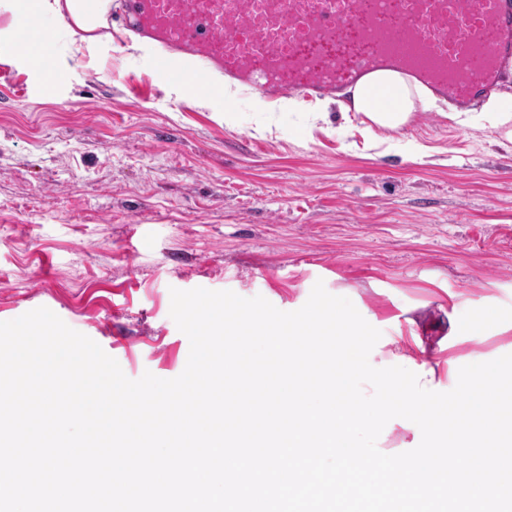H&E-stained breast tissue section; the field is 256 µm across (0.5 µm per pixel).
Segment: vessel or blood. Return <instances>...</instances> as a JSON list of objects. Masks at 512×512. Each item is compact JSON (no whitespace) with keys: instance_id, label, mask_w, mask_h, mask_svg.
<instances>
[{"instance_id":"obj_1","label":"vessel or blood","mask_w":512,"mask_h":512,"mask_svg":"<svg viewBox=\"0 0 512 512\" xmlns=\"http://www.w3.org/2000/svg\"><path fill=\"white\" fill-rule=\"evenodd\" d=\"M183 85L323 101L381 70L464 110L512 71V0H115Z\"/></svg>"}]
</instances>
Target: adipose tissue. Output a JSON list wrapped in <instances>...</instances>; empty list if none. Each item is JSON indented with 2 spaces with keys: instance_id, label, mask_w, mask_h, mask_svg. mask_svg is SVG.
I'll list each match as a JSON object with an SVG mask.
<instances>
[{
  "instance_id": "ef3b65f1",
  "label": "adipose tissue",
  "mask_w": 512,
  "mask_h": 512,
  "mask_svg": "<svg viewBox=\"0 0 512 512\" xmlns=\"http://www.w3.org/2000/svg\"><path fill=\"white\" fill-rule=\"evenodd\" d=\"M98 12L88 11L84 0H10L9 9L14 18L38 16L57 21L64 31L71 51L77 52L98 40L99 31L106 26L104 18L112 7V0H98ZM399 74L383 71L358 84L352 90L351 108L363 113L377 127L395 130L407 123L410 116L426 103L421 87L405 89L389 105H380L378 98L383 88L400 84ZM459 124L486 125L503 131L512 141V96L490 95L481 111L459 112Z\"/></svg>"
}]
</instances>
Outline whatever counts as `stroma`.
<instances>
[{
	"label": "stroma",
	"mask_w": 512,
	"mask_h": 512,
	"mask_svg": "<svg viewBox=\"0 0 512 512\" xmlns=\"http://www.w3.org/2000/svg\"><path fill=\"white\" fill-rule=\"evenodd\" d=\"M31 46L49 69L0 44V321L48 308L128 378L172 379L188 344L171 289L292 312L320 281L381 331L374 365L398 329L455 368L512 354V324L449 333L460 313L512 317V142L496 131L442 105L373 131L334 103L223 107L158 78L149 48L73 55L39 31Z\"/></svg>",
	"instance_id": "stroma-1"
}]
</instances>
